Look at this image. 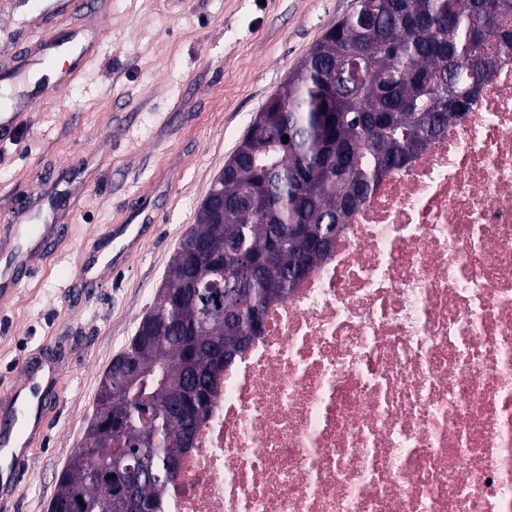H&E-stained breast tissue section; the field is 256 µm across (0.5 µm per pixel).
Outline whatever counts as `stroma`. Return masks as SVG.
<instances>
[{
	"label": "stroma",
	"mask_w": 512,
	"mask_h": 512,
	"mask_svg": "<svg viewBox=\"0 0 512 512\" xmlns=\"http://www.w3.org/2000/svg\"><path fill=\"white\" fill-rule=\"evenodd\" d=\"M356 0H106L91 19L100 55L84 78L59 83L25 110L0 164V225L33 204L61 231L33 250L31 273L0 297V397L26 363L60 369L47 429L21 486L0 512H48L80 445L100 381L154 302L174 251L196 224L212 182L249 125L324 33ZM24 0H0V89ZM155 210L138 248L107 283L80 287L79 269L114 225Z\"/></svg>",
	"instance_id": "35a3bbf8"
}]
</instances>
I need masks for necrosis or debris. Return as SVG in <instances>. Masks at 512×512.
Instances as JSON below:
<instances>
[{
    "label": "necrosis or debris",
    "mask_w": 512,
    "mask_h": 512,
    "mask_svg": "<svg viewBox=\"0 0 512 512\" xmlns=\"http://www.w3.org/2000/svg\"><path fill=\"white\" fill-rule=\"evenodd\" d=\"M222 379L163 512H512V57Z\"/></svg>",
    "instance_id": "necrosis-or-debris-1"
}]
</instances>
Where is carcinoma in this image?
Here are the masks:
<instances>
[{"label":"carcinoma","mask_w":512,"mask_h":512,"mask_svg":"<svg viewBox=\"0 0 512 512\" xmlns=\"http://www.w3.org/2000/svg\"><path fill=\"white\" fill-rule=\"evenodd\" d=\"M502 55H512V0H358L324 34L215 179L224 209L202 202L101 380L49 512H160L176 476L169 459L192 447L224 368L268 307L328 255L374 183L469 107L495 67L488 59ZM123 358L141 368L129 387ZM118 446L132 466L123 476L106 468Z\"/></svg>","instance_id":"obj_1"}]
</instances>
